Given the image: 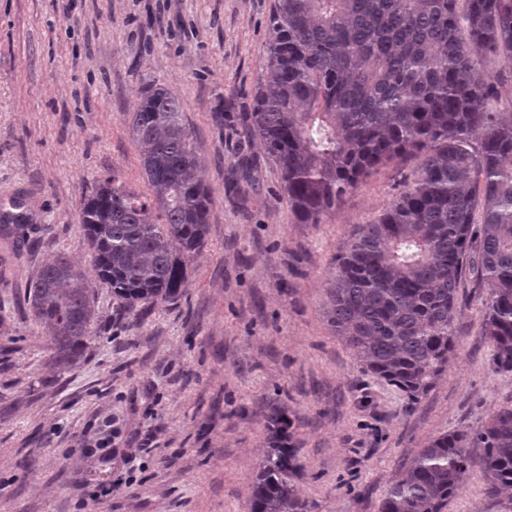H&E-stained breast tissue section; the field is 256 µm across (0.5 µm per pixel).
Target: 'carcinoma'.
Segmentation results:
<instances>
[{
    "mask_svg": "<svg viewBox=\"0 0 512 512\" xmlns=\"http://www.w3.org/2000/svg\"><path fill=\"white\" fill-rule=\"evenodd\" d=\"M251 129L280 175L298 224H320L378 166L419 164L378 218L335 256L326 316L363 371L415 404L442 376L458 335L459 288H487L494 372L512 373V112H495L502 78L481 59L512 61V0H275ZM150 194L101 178L80 208L98 277L130 312L177 298L187 259L207 244L210 191L168 88L141 91L129 117ZM0 224H28L23 202ZM28 312L53 359L76 362L97 333L96 298L63 254L30 279ZM268 448L250 512H308L297 494L288 416H265ZM483 449L491 492L512 489V406L477 429L443 434L390 483L380 512H444Z\"/></svg>",
    "mask_w": 512,
    "mask_h": 512,
    "instance_id": "1",
    "label": "carcinoma"
}]
</instances>
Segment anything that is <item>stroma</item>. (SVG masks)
I'll return each instance as SVG.
<instances>
[{"mask_svg": "<svg viewBox=\"0 0 512 512\" xmlns=\"http://www.w3.org/2000/svg\"><path fill=\"white\" fill-rule=\"evenodd\" d=\"M274 3L0 0V210L21 190L36 201L32 223L0 238V512H249L273 406L295 427L310 512H379L428 441L512 404L475 275L459 288L448 368L417 404L332 331V260L417 160L379 167L322 223H295L249 121ZM151 85L180 98L213 202L181 296L136 318L91 269L80 204L109 175L146 191L128 119ZM51 253L87 268L97 298L99 334L72 366L23 309ZM107 415L109 446L81 448ZM488 483L471 468L446 512H512V491L491 496Z\"/></svg>", "mask_w": 512, "mask_h": 512, "instance_id": "obj_1", "label": "stroma"}]
</instances>
